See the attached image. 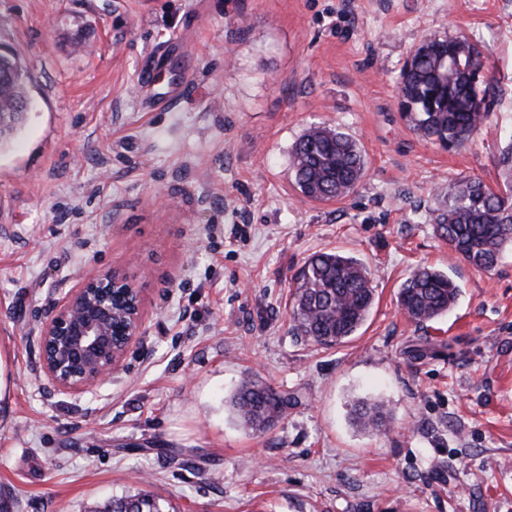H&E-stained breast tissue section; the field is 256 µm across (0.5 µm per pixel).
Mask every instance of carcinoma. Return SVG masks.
I'll list each match as a JSON object with an SVG mask.
<instances>
[{
    "label": "carcinoma",
    "mask_w": 512,
    "mask_h": 512,
    "mask_svg": "<svg viewBox=\"0 0 512 512\" xmlns=\"http://www.w3.org/2000/svg\"><path fill=\"white\" fill-rule=\"evenodd\" d=\"M410 67H402L397 92L409 128L421 139L464 145L488 116L474 106L487 97L483 85L472 83L473 67L482 66L477 49L466 40L427 37ZM27 67L13 54L0 56V145L17 129L25 111ZM505 190L496 192L478 178H463L437 192L432 221L448 249L473 267L490 271L512 248V143L501 154ZM365 152L339 128L313 125L292 149L290 172L300 192L313 200L330 201L351 194L363 177ZM374 278L364 261L340 251L308 257L293 278L291 322L296 335L318 346L332 347L355 335L375 302ZM459 285L429 266L415 269L402 284L398 306L412 323L423 325L447 312L457 301ZM239 418L261 431L286 410L287 397L246 379L231 398ZM354 424L385 434L392 416L380 400L357 401ZM103 512H168V504L147 491L112 498Z\"/></svg>",
    "instance_id": "carcinoma-1"
}]
</instances>
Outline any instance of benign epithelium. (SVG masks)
<instances>
[{
    "mask_svg": "<svg viewBox=\"0 0 512 512\" xmlns=\"http://www.w3.org/2000/svg\"><path fill=\"white\" fill-rule=\"evenodd\" d=\"M143 289L125 272L80 277L42 323L39 360L57 390L77 394L112 378L127 350L145 336Z\"/></svg>",
    "mask_w": 512,
    "mask_h": 512,
    "instance_id": "1",
    "label": "benign epithelium"
}]
</instances>
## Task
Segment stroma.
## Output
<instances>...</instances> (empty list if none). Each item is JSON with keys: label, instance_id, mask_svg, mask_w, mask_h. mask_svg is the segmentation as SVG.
<instances>
[{"label": "stroma", "instance_id": "1", "mask_svg": "<svg viewBox=\"0 0 512 512\" xmlns=\"http://www.w3.org/2000/svg\"><path fill=\"white\" fill-rule=\"evenodd\" d=\"M430 35L474 44L495 83L462 148L401 117ZM1 48L30 109L0 148V512H93L139 474L170 512H512V250L474 269L431 220L452 181L500 184L512 0H0ZM318 124L366 153L345 198L291 178ZM328 250L370 264L376 301L323 348L294 334L289 285ZM133 259L142 342L106 384L56 390L38 349L55 299ZM424 265L461 295L419 326L397 297ZM246 379L292 397L257 433L228 403ZM361 398L391 432L353 424Z\"/></svg>", "mask_w": 512, "mask_h": 512}]
</instances>
